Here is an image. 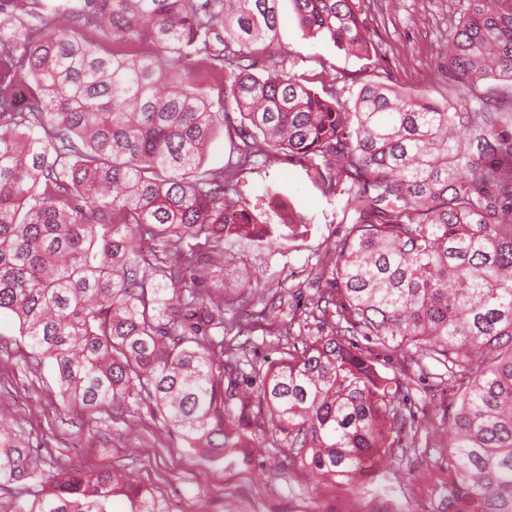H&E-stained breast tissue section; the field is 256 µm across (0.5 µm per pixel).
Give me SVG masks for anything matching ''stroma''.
Returning <instances> with one entry per match:
<instances>
[{"mask_svg": "<svg viewBox=\"0 0 512 512\" xmlns=\"http://www.w3.org/2000/svg\"><path fill=\"white\" fill-rule=\"evenodd\" d=\"M361 18L374 48L369 58L346 55L333 43L306 37L291 0H279L277 49L296 72L316 84L335 87L353 101L365 83L376 82L444 103L454 92L446 80V35L459 19L458 0H360ZM287 197L307 218L311 232L295 244L228 241L224 257L260 284L283 296H314L324 288L317 259L334 248L351 216L347 199L326 196L305 169L288 156L260 162L246 173L240 193L255 213L269 210L268 190ZM299 327L275 320L273 332L257 323L248 338L249 358L268 369L298 342ZM362 353L385 374L407 372L408 405L418 419L447 423L452 414L448 376L439 363L406 360L359 340ZM0 415L29 447L49 449L55 466L121 470L163 501L168 512H444L448 452L433 434L403 432L389 456L390 466L343 484L316 477L288 462V442L278 432L259 433L249 447L234 448L210 461L166 425L149 403L87 417L64 409L49 364H40L20 334L19 322L0 313Z\"/></svg>", "mask_w": 512, "mask_h": 512, "instance_id": "35a3bbf8", "label": "stroma"}]
</instances>
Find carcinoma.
Listing matches in <instances>:
<instances>
[{
    "label": "carcinoma",
    "instance_id": "cac0c4a2",
    "mask_svg": "<svg viewBox=\"0 0 512 512\" xmlns=\"http://www.w3.org/2000/svg\"><path fill=\"white\" fill-rule=\"evenodd\" d=\"M277 2L0 0V312L50 364L64 406L93 416L148 400L205 458L247 447L266 424L235 392L249 364L235 341L268 319L270 289L215 288L211 268L224 274L227 239L288 245L311 231L276 192L275 224L238 198L242 174L284 153L324 195L355 202L320 261L327 290L296 306L317 334L257 394L290 460L350 480L387 462L405 382L361 336L442 363L458 389L445 512H512V113L492 104L495 82L512 83V0H463L445 52L451 108L380 83L351 104L314 90L272 49ZM291 2L305 35L370 55L357 0ZM90 18L138 50L85 39ZM21 70L22 106L7 93ZM227 102L238 141L203 171ZM37 455L0 429V512H109L115 496L169 512L121 470L50 471Z\"/></svg>",
    "mask_w": 512,
    "mask_h": 512
}]
</instances>
